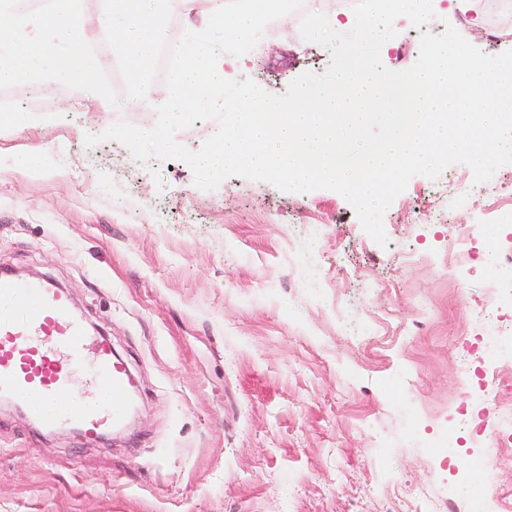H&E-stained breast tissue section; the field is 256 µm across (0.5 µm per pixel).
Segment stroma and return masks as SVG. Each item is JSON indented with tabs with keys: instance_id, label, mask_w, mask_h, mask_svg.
Returning a JSON list of instances; mask_svg holds the SVG:
<instances>
[{
	"instance_id": "1",
	"label": "stroma",
	"mask_w": 512,
	"mask_h": 512,
	"mask_svg": "<svg viewBox=\"0 0 512 512\" xmlns=\"http://www.w3.org/2000/svg\"><path fill=\"white\" fill-rule=\"evenodd\" d=\"M434 11L419 27L399 18L387 69L413 66L422 34L449 25L485 54L512 49V26L445 0ZM329 63L286 19L224 72L281 95ZM13 108L41 119L0 130V268L70 293L137 377L139 412L130 434L87 445L1 403L0 512H419L418 490L459 494L471 458L420 407L456 399L471 358L458 338L496 303L488 248L512 206L480 204L512 164L465 189L464 164L412 177L381 246L336 192L242 177L205 191L183 161L143 164L101 140L120 120L154 125L138 101L105 111L68 85ZM26 154L44 167L20 171ZM459 224L478 248L457 256L461 297L435 272Z\"/></svg>"
}]
</instances>
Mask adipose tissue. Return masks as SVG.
I'll return each instance as SVG.
<instances>
[{"mask_svg":"<svg viewBox=\"0 0 512 512\" xmlns=\"http://www.w3.org/2000/svg\"><path fill=\"white\" fill-rule=\"evenodd\" d=\"M0 0V83L46 73L53 83L100 87V71L79 0H49L37 11Z\"/></svg>","mask_w":512,"mask_h":512,"instance_id":"adipose-tissue-1","label":"adipose tissue"}]
</instances>
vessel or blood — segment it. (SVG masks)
<instances>
[{
  "instance_id": "b4317fda",
  "label": "vessel or blood",
  "mask_w": 512,
  "mask_h": 512,
  "mask_svg": "<svg viewBox=\"0 0 512 512\" xmlns=\"http://www.w3.org/2000/svg\"><path fill=\"white\" fill-rule=\"evenodd\" d=\"M73 308L49 279L0 275V398L94 444L123 422L135 384L111 341L90 335Z\"/></svg>"
}]
</instances>
